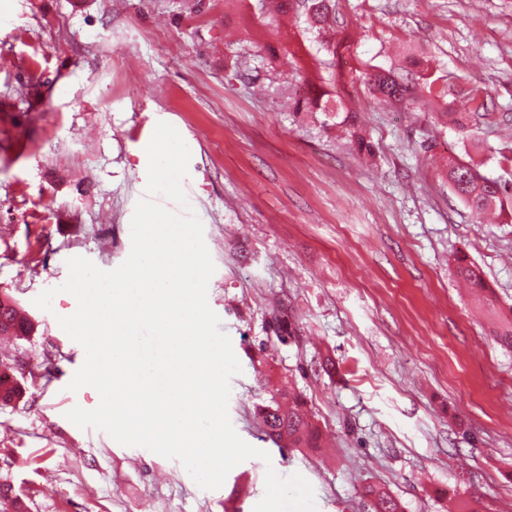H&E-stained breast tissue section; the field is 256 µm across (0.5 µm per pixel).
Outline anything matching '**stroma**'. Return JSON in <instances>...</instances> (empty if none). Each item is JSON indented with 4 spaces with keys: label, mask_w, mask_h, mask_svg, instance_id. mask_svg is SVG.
<instances>
[{
    "label": "stroma",
    "mask_w": 512,
    "mask_h": 512,
    "mask_svg": "<svg viewBox=\"0 0 512 512\" xmlns=\"http://www.w3.org/2000/svg\"><path fill=\"white\" fill-rule=\"evenodd\" d=\"M0 13V105L26 112L0 152V291L38 324L0 340L24 388L0 406V483L28 512H253L265 472L300 473L316 512H366L363 486L403 512H448L479 494L512 512V220L474 223L443 165L464 153L437 114L344 102L375 146L364 158L323 115L293 111L305 73L330 76L325 39L276 21L261 0H7ZM294 36L292 52L281 51ZM344 68H398L426 55L449 99L477 92L481 173L512 184V0H336ZM280 51L268 62L265 47ZM191 152L187 203L216 270L208 302L242 372L230 420L266 451L201 489L179 460L120 445L67 419L95 409L68 391L86 352L58 323L75 298L34 305L82 256L111 270L131 251L146 195L142 151L157 123ZM480 269L495 305L470 294L457 258ZM283 322L286 340L275 333ZM306 402L322 448L264 438L255 407L276 390Z\"/></svg>",
    "instance_id": "obj_1"
}]
</instances>
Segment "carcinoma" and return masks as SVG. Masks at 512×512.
I'll list each match as a JSON object with an SVG mask.
<instances>
[{
  "instance_id": "1",
  "label": "carcinoma",
  "mask_w": 512,
  "mask_h": 512,
  "mask_svg": "<svg viewBox=\"0 0 512 512\" xmlns=\"http://www.w3.org/2000/svg\"><path fill=\"white\" fill-rule=\"evenodd\" d=\"M273 8L278 14H304L308 30L318 36L329 32L335 21L332 0H275ZM407 65L417 70L419 81L405 79L393 69L373 67L358 75L348 76L340 72L334 75L333 86L338 88L358 82L377 101L384 104L398 105L405 109L431 106L446 119L448 126L468 141L473 150H479L475 137L476 116L485 109L484 102L478 101L477 94L470 91L467 93L471 102L470 111L458 112L447 100V85L439 84V79L430 72L429 64L410 56L407 58ZM302 104L323 113L326 120L333 121L334 125L345 128L360 151H374L370 137L357 123L353 113L346 109L338 94L319 88L311 97L296 102L298 106ZM445 175L449 187L478 221H483L492 212L506 213L507 187L496 179L480 174L478 163L471 153H466L464 158L448 159ZM457 269L471 287L486 292L485 299L488 304L494 303V292L487 286L478 268L467 263L465 258L459 257ZM17 310L15 300L7 293L3 294L0 299V324L3 325V331L18 337L31 335L35 330L34 323L25 315L16 316ZM256 412L265 437L278 447H317L318 435L311 429L298 399L295 398L286 405L274 400L268 405L257 407ZM363 497L369 500L372 512H401L400 503L379 486L364 487Z\"/></svg>"
}]
</instances>
